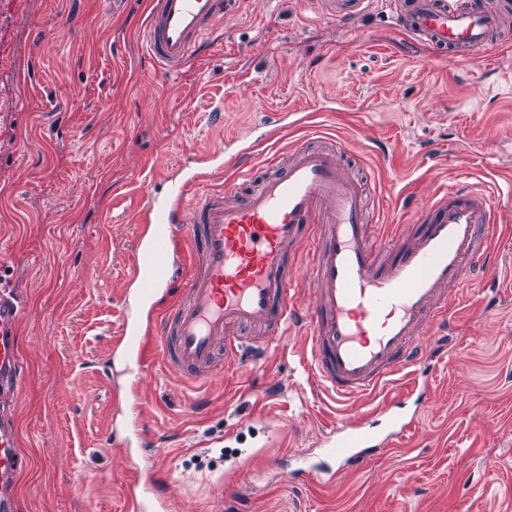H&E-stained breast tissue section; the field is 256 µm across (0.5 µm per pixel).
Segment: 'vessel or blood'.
Listing matches in <instances>:
<instances>
[{
    "label": "vessel or blood",
    "instance_id": "vessel-or-blood-1",
    "mask_svg": "<svg viewBox=\"0 0 512 512\" xmlns=\"http://www.w3.org/2000/svg\"><path fill=\"white\" fill-rule=\"evenodd\" d=\"M237 0H149L142 39L151 59L175 73L206 48ZM329 15L349 22L365 0H324ZM395 26L439 58L472 59L488 46L512 43L504 20L512 0H389ZM276 173L247 194L234 168L224 189L203 195L200 175L170 179L148 194L147 232L134 252L136 297L147 318L125 321V357L145 364L161 345L167 369L209 382L243 353L265 354L294 327L305 340L312 385L336 401L377 400L376 409L337 421L322 443L335 461L328 482L393 447L418 424L399 414L427 394L433 357L428 329L450 327L465 289L492 288L499 268L495 198L479 187L448 188L413 217L408 240L375 236L362 180L347 172L336 146L303 143L272 158ZM309 254L307 277L297 262ZM313 290L303 307L299 290ZM22 308L0 289V402L23 379L18 327ZM392 398L380 402L384 392ZM24 460L12 413L0 412V512H15Z\"/></svg>",
    "mask_w": 512,
    "mask_h": 512
}]
</instances>
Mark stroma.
<instances>
[{
	"label": "stroma",
	"mask_w": 512,
	"mask_h": 512,
	"mask_svg": "<svg viewBox=\"0 0 512 512\" xmlns=\"http://www.w3.org/2000/svg\"><path fill=\"white\" fill-rule=\"evenodd\" d=\"M147 0H24L0 53V285L22 304L16 399L30 459L18 512H130L157 481L173 512H512V46L433 58L392 28L384 0L341 24L318 0H241L205 55L160 71L139 37ZM315 132L343 144L378 234H416L412 211L452 185L496 186L500 285L468 289L435 359L418 428L332 485L280 476L338 417L312 391L302 339L190 385L155 349L115 354L130 306L148 177L182 167L219 189L247 160ZM137 381V395L124 385Z\"/></svg>",
	"instance_id": "stroma-1"
}]
</instances>
